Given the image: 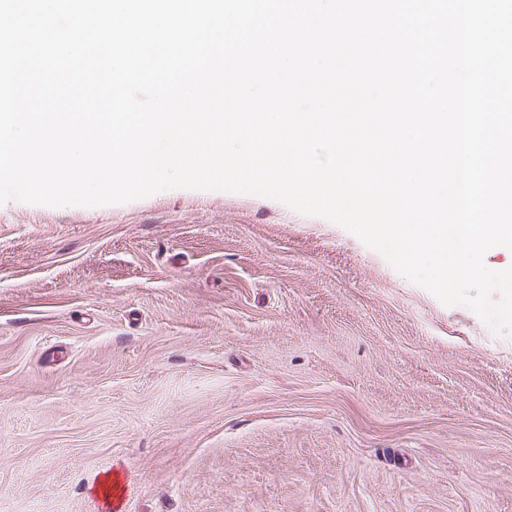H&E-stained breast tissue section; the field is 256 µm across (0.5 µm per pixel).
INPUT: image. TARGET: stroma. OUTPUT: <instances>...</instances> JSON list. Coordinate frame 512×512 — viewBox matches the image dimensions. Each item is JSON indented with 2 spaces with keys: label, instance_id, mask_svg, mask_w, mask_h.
I'll list each match as a JSON object with an SVG mask.
<instances>
[{
  "label": "stroma",
  "instance_id": "stroma-1",
  "mask_svg": "<svg viewBox=\"0 0 512 512\" xmlns=\"http://www.w3.org/2000/svg\"><path fill=\"white\" fill-rule=\"evenodd\" d=\"M512 512V334L341 226L0 204V512Z\"/></svg>",
  "mask_w": 512,
  "mask_h": 512
}]
</instances>
